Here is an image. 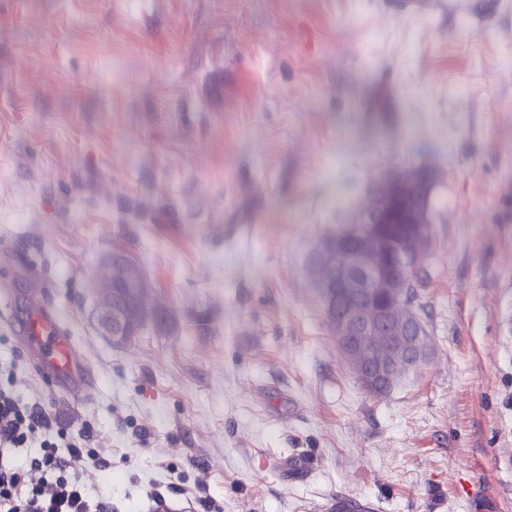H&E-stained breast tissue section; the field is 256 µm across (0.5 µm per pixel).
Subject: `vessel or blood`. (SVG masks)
<instances>
[{
    "label": "vessel or blood",
    "instance_id": "1",
    "mask_svg": "<svg viewBox=\"0 0 512 512\" xmlns=\"http://www.w3.org/2000/svg\"><path fill=\"white\" fill-rule=\"evenodd\" d=\"M27 336L39 370L50 373L56 381L70 385L75 391L90 392L93 380L85 358L57 313L37 309Z\"/></svg>",
    "mask_w": 512,
    "mask_h": 512
}]
</instances>
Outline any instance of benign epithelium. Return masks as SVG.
<instances>
[{"mask_svg":"<svg viewBox=\"0 0 512 512\" xmlns=\"http://www.w3.org/2000/svg\"><path fill=\"white\" fill-rule=\"evenodd\" d=\"M408 194L401 183L389 177L383 193L370 200L357 213L354 221L322 246L324 252L339 255L343 270L330 283L324 309L336 336L338 347L354 352L361 363L359 375L368 383L386 377L387 363L371 353L367 336L387 333L390 343L400 349L410 332L391 320L395 308L410 309L411 272L421 263L429 241L428 230L421 232L420 248L412 250L402 238L389 242L385 258L375 256L379 224H409L411 209L406 205ZM128 257L116 253L103 266L96 281L98 318L106 333L116 344H124L139 335L138 320L127 289L131 284L124 275Z\"/></svg>","mask_w":512,"mask_h":512,"instance_id":"obj_1","label":"benign epithelium"}]
</instances>
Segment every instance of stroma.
Returning <instances> with one entry per match:
<instances>
[{
    "label": "stroma",
    "instance_id": "1",
    "mask_svg": "<svg viewBox=\"0 0 512 512\" xmlns=\"http://www.w3.org/2000/svg\"><path fill=\"white\" fill-rule=\"evenodd\" d=\"M419 164L434 353L374 397L308 262ZM115 252L167 314L123 346ZM4 289L0 364L93 431L104 512H512V0H0ZM37 296L92 397L19 340ZM128 265L125 254L116 253L103 266L96 281L98 293V318L112 341L124 344L139 335L138 320L133 312V303L125 288H143L140 283L131 284L124 275Z\"/></svg>",
    "mask_w": 512,
    "mask_h": 512
}]
</instances>
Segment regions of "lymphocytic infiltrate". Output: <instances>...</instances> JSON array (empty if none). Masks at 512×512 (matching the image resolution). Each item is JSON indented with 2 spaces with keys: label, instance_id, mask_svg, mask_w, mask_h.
Segmentation results:
<instances>
[{
  "label": "lymphocytic infiltrate",
  "instance_id": "1",
  "mask_svg": "<svg viewBox=\"0 0 512 512\" xmlns=\"http://www.w3.org/2000/svg\"><path fill=\"white\" fill-rule=\"evenodd\" d=\"M88 437L55 427L45 406L0 383V512H97L89 490L104 460L93 458L82 473L69 469ZM33 446L38 455H28Z\"/></svg>",
  "mask_w": 512,
  "mask_h": 512
}]
</instances>
